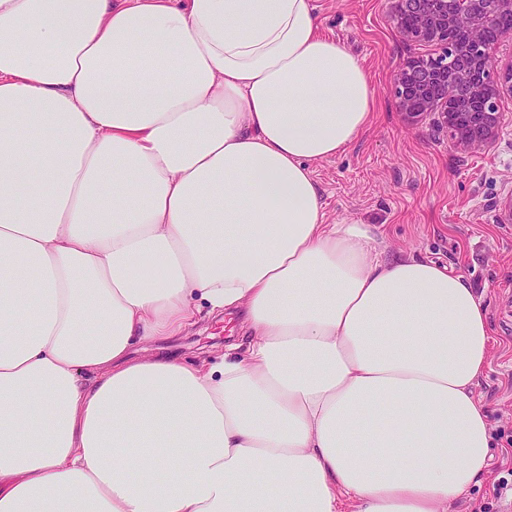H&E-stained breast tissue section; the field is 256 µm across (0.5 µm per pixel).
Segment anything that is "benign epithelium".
I'll return each instance as SVG.
<instances>
[{
  "mask_svg": "<svg viewBox=\"0 0 512 512\" xmlns=\"http://www.w3.org/2000/svg\"><path fill=\"white\" fill-rule=\"evenodd\" d=\"M390 17L404 41L438 48L396 68L393 92L405 121L435 114L457 148L490 143L501 122L497 101L512 93V59L499 66L508 35L494 33L512 19V0H391Z\"/></svg>",
  "mask_w": 512,
  "mask_h": 512,
  "instance_id": "7a95c632",
  "label": "benign epithelium"
}]
</instances>
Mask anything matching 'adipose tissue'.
I'll return each instance as SVG.
<instances>
[{"label":"adipose tissue","mask_w":512,"mask_h":512,"mask_svg":"<svg viewBox=\"0 0 512 512\" xmlns=\"http://www.w3.org/2000/svg\"><path fill=\"white\" fill-rule=\"evenodd\" d=\"M374 92L314 0H0V512H451L467 280L330 224ZM237 311L216 361L162 353Z\"/></svg>","instance_id":"1"}]
</instances>
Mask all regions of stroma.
<instances>
[{
	"label": "stroma",
	"mask_w": 512,
	"mask_h": 512,
	"mask_svg": "<svg viewBox=\"0 0 512 512\" xmlns=\"http://www.w3.org/2000/svg\"><path fill=\"white\" fill-rule=\"evenodd\" d=\"M322 30L354 54L376 95L370 127L340 155L314 163L328 223L383 228L391 254L447 265L482 295L495 343L478 388L496 450L490 471L454 512L494 506L497 473L512 469V95L502 94V124L486 147L463 152L429 121L406 123L392 92L404 58L422 54L391 26L388 0H315ZM238 313L205 318L172 352L220 357L241 334Z\"/></svg>",
	"instance_id": "obj_1"
}]
</instances>
